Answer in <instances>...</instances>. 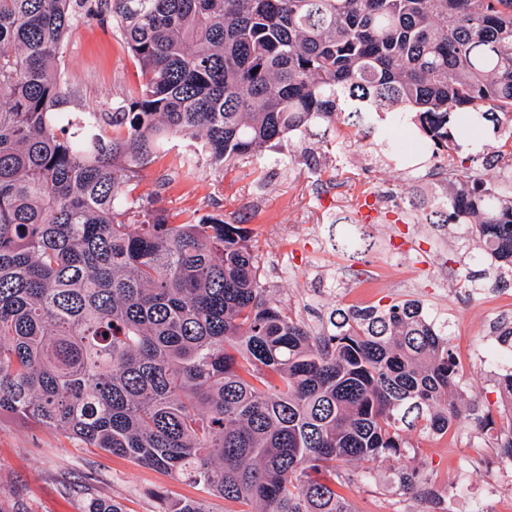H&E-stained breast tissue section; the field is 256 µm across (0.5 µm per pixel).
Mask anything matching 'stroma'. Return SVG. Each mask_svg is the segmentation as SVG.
I'll list each match as a JSON object with an SVG mask.
<instances>
[{
	"label": "stroma",
	"instance_id": "1",
	"mask_svg": "<svg viewBox=\"0 0 512 512\" xmlns=\"http://www.w3.org/2000/svg\"><path fill=\"white\" fill-rule=\"evenodd\" d=\"M61 68L73 90L70 112L107 109L139 84L134 62L109 27L79 26ZM418 135L409 122L398 131L389 156L355 144L341 159L314 138L306 142L305 157L297 159L292 143L283 140L226 169L201 166L189 180L174 176L165 158L145 170L134 194L166 209L176 224L195 215L240 220L252 232L269 297L312 332L326 328L336 309L384 308L405 299L421 301L446 319L449 346L468 363L459 383L467 408L461 424L442 437L407 432L403 457L351 463L350 471L365 480L346 495L355 512H431V503L401 490L393 473L407 465L417 470L422 485L440 486L469 457L474 462L469 487L447 503L448 512H499L512 502V484L492 487L502 459L494 449L495 431L479 422L500 415L495 379L504 365L489 360L485 350L498 345V304L512 296V281L497 288L493 299L468 294L454 272L470 269L474 238L448 224L413 218L403 208V200H427L442 190L439 170L414 166L410 143ZM314 166L338 175L317 181L310 172ZM344 217L366 225L373 243L369 251L352 256L337 250L331 221ZM438 251L448 272L433 264ZM92 497L115 500L124 512H158L164 501L200 499L206 512H226L223 498L204 496L198 486L165 471L85 447L61 428L0 414V512H84Z\"/></svg>",
	"mask_w": 512,
	"mask_h": 512
}]
</instances>
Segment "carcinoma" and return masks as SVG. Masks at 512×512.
Segmentation results:
<instances>
[{
  "mask_svg": "<svg viewBox=\"0 0 512 512\" xmlns=\"http://www.w3.org/2000/svg\"><path fill=\"white\" fill-rule=\"evenodd\" d=\"M111 22L142 83L63 109L78 24ZM347 132H336V113ZM448 158L425 220L468 224L512 274V0H0V413L160 468L238 512H354L351 461L464 413L448 326L405 300L313 333L266 295L251 231L173 224L129 184L284 138L336 152L405 113ZM485 130L492 150L479 139ZM472 140L468 147L463 142ZM341 249L367 246L362 227ZM421 495L416 470L394 475ZM87 512H123L94 498Z\"/></svg>",
  "mask_w": 512,
  "mask_h": 512,
  "instance_id": "carcinoma-1",
  "label": "carcinoma"
}]
</instances>
